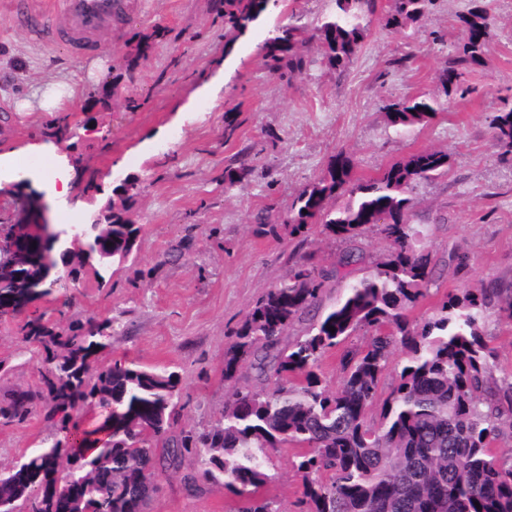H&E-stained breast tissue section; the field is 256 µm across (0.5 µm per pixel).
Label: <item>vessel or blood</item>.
Wrapping results in <instances>:
<instances>
[{"label": "vessel or blood", "mask_w": 512, "mask_h": 512, "mask_svg": "<svg viewBox=\"0 0 512 512\" xmlns=\"http://www.w3.org/2000/svg\"><path fill=\"white\" fill-rule=\"evenodd\" d=\"M14 19L37 42L65 45L73 53L93 56L97 34L123 20V0H13Z\"/></svg>", "instance_id": "1"}]
</instances>
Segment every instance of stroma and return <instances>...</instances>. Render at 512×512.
I'll return each mask as SVG.
<instances>
[{"instance_id":"stroma-1","label":"stroma","mask_w":512,"mask_h":512,"mask_svg":"<svg viewBox=\"0 0 512 512\" xmlns=\"http://www.w3.org/2000/svg\"><path fill=\"white\" fill-rule=\"evenodd\" d=\"M9 2L0 0V154L43 143L40 163L68 172L73 188L55 195L51 178L33 170L1 177L0 226L36 203L56 226L69 211L90 223L109 205L141 226L127 262L104 271L91 263L77 282L32 307L63 327L111 319L115 334L104 363L176 372L183 425L203 429L220 419L230 390L224 352L258 297L287 279L294 252L314 253L327 266L356 248L359 276L384 258L386 242L370 233L348 243L316 230L301 240L283 228L274 235L258 229L257 213L283 219L336 154L350 158L356 180L426 149L448 154L447 173L413 192L412 222L423 230L437 272L411 321L466 286L494 283L512 293V159L500 157L489 127L512 106V0H485L492 37L481 64L463 68L459 89L448 95L436 74L463 40L460 18L470 0H434L429 21L407 35L383 26L393 0H377V22L341 71L325 65L310 38L333 0H269L233 39L217 0H126V21L99 38L98 57L109 66L93 75L90 59L32 42L15 26ZM288 24L300 28L306 64L282 81L266 69V41ZM158 27L164 40L149 43ZM54 79L76 91L64 111H17ZM106 85L112 98L103 106L93 96ZM417 94L442 99V109L410 132L395 131L384 103ZM61 125L68 132L58 141L53 133ZM248 146L259 151V176L226 187L225 166ZM175 247L182 259L166 261ZM457 251L471 256L467 276L449 260ZM17 323L0 315V404L40 386ZM55 437L38 401L24 423L0 420V468ZM297 452L288 446L268 466L262 493L279 512H300ZM160 483L147 512H238L241 505L220 481L194 492L178 474Z\"/></svg>"}]
</instances>
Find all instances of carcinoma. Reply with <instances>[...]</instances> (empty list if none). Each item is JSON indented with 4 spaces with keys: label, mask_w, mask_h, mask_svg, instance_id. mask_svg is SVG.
I'll list each match as a JSON object with an SVG mask.
<instances>
[{
    "label": "carcinoma",
    "mask_w": 512,
    "mask_h": 512,
    "mask_svg": "<svg viewBox=\"0 0 512 512\" xmlns=\"http://www.w3.org/2000/svg\"><path fill=\"white\" fill-rule=\"evenodd\" d=\"M335 11L313 27L323 61L340 70L356 57L374 22L376 0H335ZM224 25L240 33L256 0H221ZM433 0H394L385 26L403 30L429 20ZM466 41L437 73L444 90L456 85L458 67L481 63L490 35L486 6L474 3L461 16ZM298 27L278 31L267 45V68L281 78L304 68ZM440 109L427 95L384 105L391 127L407 132ZM492 135L501 155L512 154V107L495 115ZM252 148L224 169L232 187L255 177ZM448 154L424 150L367 181L351 179L352 164L338 154L327 174L302 190L288 210V233L307 237L314 226L334 240L371 232L389 245L371 274L345 294L288 346L283 336L321 301L325 283L339 270L319 268L302 255L288 281L255 302L224 354V380L235 383L224 415L206 429L179 424L180 380L121 361L97 367L111 346L112 320L90 319L57 330L33 313L20 327L41 360L46 419L59 438L0 470V512H144L160 491L163 473L184 472L193 490L200 478L222 480L242 497L239 512H279L257 496L270 476L272 454L289 445L305 451L294 467L302 480L306 512H512V458L494 444L512 438V374H497L495 350L484 325L490 310L512 318V299L493 284L450 293L436 312L417 324L408 312L427 296L434 265L411 224L418 183L446 173ZM101 244L106 267L133 253L141 227L123 211L108 224L84 225ZM53 249L66 270L41 287L0 288V314H20L76 280L85 265L81 251ZM335 331H329V328ZM359 331L363 346L344 350L342 380L331 391L318 374L324 353ZM402 354L396 385L379 399L393 356ZM257 384L241 385L243 371ZM91 405L101 426L82 425L76 411ZM381 405L379 415L373 408ZM29 400L19 397L0 418L23 421ZM65 482L57 483L62 465Z\"/></svg>",
    "instance_id": "1"
}]
</instances>
